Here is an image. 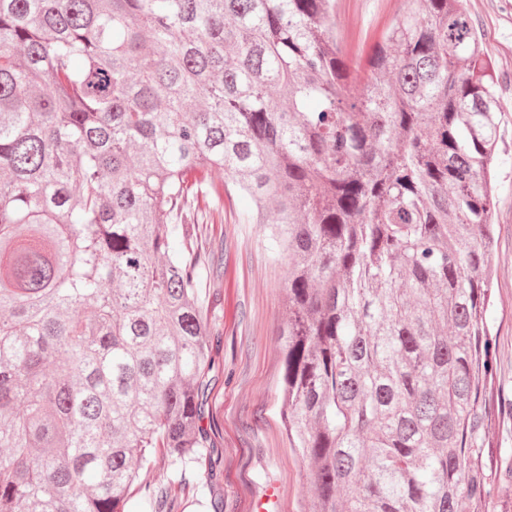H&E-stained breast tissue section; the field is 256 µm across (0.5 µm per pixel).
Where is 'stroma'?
Here are the masks:
<instances>
[{
    "instance_id": "35a3bbf8",
    "label": "stroma",
    "mask_w": 512,
    "mask_h": 512,
    "mask_svg": "<svg viewBox=\"0 0 512 512\" xmlns=\"http://www.w3.org/2000/svg\"><path fill=\"white\" fill-rule=\"evenodd\" d=\"M407 0H336V29L351 57L364 56L407 8ZM488 56L501 80L497 88L505 144L495 165L498 235L494 257V300L487 321L496 336L495 391L512 401V0H466ZM247 198L224 201V221L199 227L202 256L220 252L224 271L201 267L208 286L200 294L218 338L224 364L208 403L211 443L222 453L219 483L225 512H308L306 467L290 447L280 418L282 349L279 331L286 319V263L268 258L262 224L241 223ZM207 459L162 468L146 464L142 479L171 487L180 512H207Z\"/></svg>"
}]
</instances>
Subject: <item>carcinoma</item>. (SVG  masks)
<instances>
[{
    "label": "carcinoma",
    "mask_w": 512,
    "mask_h": 512,
    "mask_svg": "<svg viewBox=\"0 0 512 512\" xmlns=\"http://www.w3.org/2000/svg\"><path fill=\"white\" fill-rule=\"evenodd\" d=\"M335 9L0 0V512H130L144 464L209 448L194 242L233 192L288 261L312 512H495L499 74L463 0H409L363 62Z\"/></svg>",
    "instance_id": "cac0c4a2"
}]
</instances>
